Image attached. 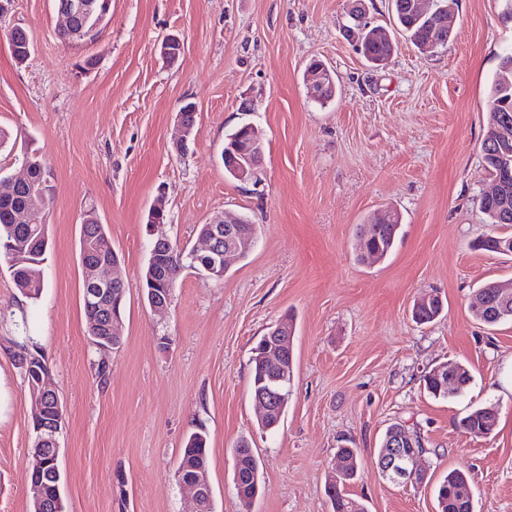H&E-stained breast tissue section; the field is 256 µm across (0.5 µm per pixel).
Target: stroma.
<instances>
[{
	"mask_svg": "<svg viewBox=\"0 0 512 512\" xmlns=\"http://www.w3.org/2000/svg\"><path fill=\"white\" fill-rule=\"evenodd\" d=\"M352 0H112L94 39L65 43L54 0H11L0 16V175L25 156L46 165L48 227L38 299L0 264V512H30L25 487L34 400L14 361L32 338L67 414L58 441L66 512H192L176 476L188 435L209 439L215 512H331L325 488L336 449L352 441L359 472L346 491L366 512H438L449 470L469 478L475 512H512V323L473 319L472 294L512 282V254L479 249L490 228L478 206L491 187L481 144L499 55L512 47L502 0H456L448 44L418 50L393 23L391 0H365L395 44L369 65L345 28ZM27 30L32 56L16 66L7 35ZM179 36L177 64L162 41ZM336 94L312 100L311 59ZM197 106L195 137L177 151L176 114ZM263 133V183L224 172V138ZM163 202L164 233L179 246L216 217L256 224L257 241L223 280L187 269L166 310L145 302L146 217ZM401 216L391 253L356 260L355 229L375 212ZM94 212L122 257V344L106 380L83 310L80 223ZM436 295L440 317L411 318ZM292 316L293 381L276 431L258 426L250 358ZM466 364L465 393L429 396L422 377ZM495 405L492 434L459 425ZM394 423L420 433L422 484L386 480L377 453ZM247 440L261 494L243 508L232 452Z\"/></svg>",
	"mask_w": 512,
	"mask_h": 512,
	"instance_id": "stroma-1",
	"label": "stroma"
}]
</instances>
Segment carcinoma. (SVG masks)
Listing matches in <instances>:
<instances>
[{
  "label": "carcinoma",
  "instance_id": "cac0c4a2",
  "mask_svg": "<svg viewBox=\"0 0 512 512\" xmlns=\"http://www.w3.org/2000/svg\"><path fill=\"white\" fill-rule=\"evenodd\" d=\"M410 0H394L395 20L406 38L419 48L428 47L429 20L412 14L408 10ZM361 44L360 54L370 63H385L394 51L392 42L378 41L371 29L358 32ZM32 46L28 33L24 32L13 40L11 54L15 63H20L31 53ZM490 120L482 142L484 169L493 180L502 168L501 155L509 153L512 159V128L509 138L500 133L498 116L506 114L512 118V83L507 84L497 78L494 80L489 98ZM32 161L30 182L17 187L9 181V177L0 175V261L8 265L10 276L18 291L27 298L35 299L44 288L43 280L37 276L41 271L40 264L45 260V242L49 241L48 227L45 224H19L16 214L34 200L49 205L52 200V186L45 183L44 165L36 155L28 156ZM479 208L493 226L503 224L502 215L507 211L512 214V183L499 198L479 200ZM400 229V216L392 213L377 223L366 221L356 227V237L377 250L380 258H386L394 245ZM93 238L98 248L92 253L94 257L110 259L118 255L112 246V240L104 225L100 224L93 214L84 217L80 227L79 242L84 238ZM191 267L188 253L170 240L153 239L147 266L142 274L144 290L155 289L157 295L169 300L177 279L183 270ZM443 306L435 303H419L413 307L412 316L419 323H428L436 319ZM88 334L99 352L106 356L120 348L122 340L108 338L104 328L88 327ZM16 361L27 362L38 369L47 366L45 358L36 348L25 344L19 345ZM423 387L435 398H446L448 393L461 394L471 382V374L466 366L455 371L450 385L442 386L426 373L422 377ZM268 369L259 364L257 357L251 358V390L255 391L267 385ZM497 424V411L492 406L472 409L460 420V427L467 433L491 430ZM336 453L343 454L354 461L336 485L328 488V497L332 512H365L361 503L346 493V486L357 475L358 453L355 448L340 447ZM202 463H209V448L206 435L201 432L191 434L180 450L177 473L192 472ZM233 486L237 498L249 504L260 493L259 463L254 450L245 441L234 448ZM26 485L31 507H39V512H65L62 497L61 476L50 474L37 480L29 476ZM469 485L467 475L460 470H450L447 476L436 485V499L440 512H474L473 500L460 497V489Z\"/></svg>",
  "mask_w": 512,
  "mask_h": 512
}]
</instances>
